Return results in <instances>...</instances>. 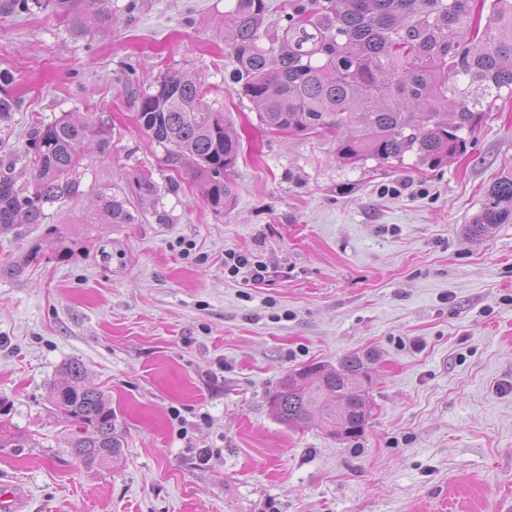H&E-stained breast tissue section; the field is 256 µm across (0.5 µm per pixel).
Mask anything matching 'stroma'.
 <instances>
[{
  "mask_svg": "<svg viewBox=\"0 0 512 512\" xmlns=\"http://www.w3.org/2000/svg\"><path fill=\"white\" fill-rule=\"evenodd\" d=\"M226 2L110 0L111 29L81 37L48 12L0 18L17 134L67 112L112 127L84 197L46 210L71 260L45 224L0 238V259L43 254L0 277V494L17 493L12 512H512V223L466 233L512 174V98L440 168L339 164L334 137L271 133L235 92ZM171 69L209 87L239 136L222 211L137 122L138 95ZM144 170L156 205L84 226L98 192ZM228 252L265 280L230 277ZM353 353L370 357L362 437L274 418L288 372ZM72 360L112 403L122 455L106 468L73 455L77 426L50 402ZM224 267L227 268V272L233 277L237 276L241 269L248 267L251 278L254 281L265 279V274L267 273V267L262 262L256 261L250 264L248 259L232 252L226 253Z\"/></svg>",
  "mask_w": 512,
  "mask_h": 512,
  "instance_id": "stroma-1",
  "label": "stroma"
}]
</instances>
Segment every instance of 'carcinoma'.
<instances>
[{
	"mask_svg": "<svg viewBox=\"0 0 512 512\" xmlns=\"http://www.w3.org/2000/svg\"><path fill=\"white\" fill-rule=\"evenodd\" d=\"M103 4L0 0V17L47 11L79 37L112 26ZM267 12V0H231L224 11L235 91L253 102L272 132L336 136V159L345 165L392 166L412 153L416 165L438 168L464 152L485 110L503 94L512 96V0H288L287 25L272 34ZM207 95L196 77L169 71L139 95L137 122L170 164L195 163L207 203L221 211L232 201L228 175L240 144ZM15 109V100L0 96V237L19 224L44 223L47 205L79 200L89 145L103 152L112 138L105 122L64 114L35 124L18 152L6 142ZM19 169L31 180L20 181ZM130 194L154 197L158 187L144 174ZM98 198L101 218L91 223L137 221L129 200L104 192ZM511 221L512 175L492 185L467 233L486 237ZM40 258L33 249L19 263L0 264V275L14 276ZM62 373L50 397L81 428L74 453L88 467H106L121 455L112 407L85 384L80 363L63 365ZM370 382L366 359L346 355L334 367L311 364L288 373L269 404L289 428L318 424L353 442L371 418Z\"/></svg>",
	"mask_w": 512,
	"mask_h": 512,
	"instance_id": "carcinoma-1",
	"label": "carcinoma"
}]
</instances>
